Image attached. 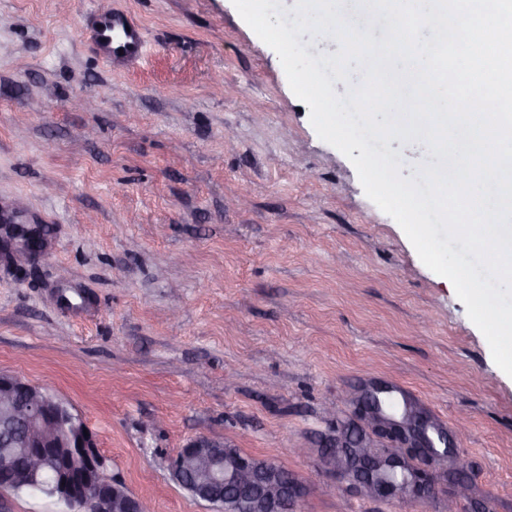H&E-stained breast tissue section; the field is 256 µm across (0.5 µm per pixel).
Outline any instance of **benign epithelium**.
Here are the masks:
<instances>
[{"label":"benign epithelium","mask_w":512,"mask_h":512,"mask_svg":"<svg viewBox=\"0 0 512 512\" xmlns=\"http://www.w3.org/2000/svg\"><path fill=\"white\" fill-rule=\"evenodd\" d=\"M40 224H0V256L18 240H34ZM382 390L368 392L361 405L378 432L411 442L416 448H432L426 424L420 432L407 430L404 421L381 411ZM0 417L6 443L26 450L18 468V452L0 454V478L25 488L47 487L49 494L67 506V512H151L148 502L130 492L108 471L96 435L83 417L46 389H36L18 376L0 374ZM225 443L206 436L189 440L171 460L173 479L181 484L189 477L201 489V499L224 497L227 512H288L304 495V486L287 481L274 465H261L251 457L224 453ZM400 466L398 458L377 455L367 463L348 458L342 473L366 492L393 495L395 484L385 474Z\"/></svg>","instance_id":"obj_1"}]
</instances>
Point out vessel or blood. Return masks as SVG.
I'll return each mask as SVG.
<instances>
[{
  "label": "vessel or blood",
  "instance_id": "1",
  "mask_svg": "<svg viewBox=\"0 0 512 512\" xmlns=\"http://www.w3.org/2000/svg\"><path fill=\"white\" fill-rule=\"evenodd\" d=\"M83 30L96 54L110 67H127L143 58V31L123 11L111 7L95 10Z\"/></svg>",
  "mask_w": 512,
  "mask_h": 512
}]
</instances>
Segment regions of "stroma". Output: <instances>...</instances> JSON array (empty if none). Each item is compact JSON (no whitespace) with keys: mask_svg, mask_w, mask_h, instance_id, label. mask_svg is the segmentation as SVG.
Wrapping results in <instances>:
<instances>
[{"mask_svg":"<svg viewBox=\"0 0 512 512\" xmlns=\"http://www.w3.org/2000/svg\"><path fill=\"white\" fill-rule=\"evenodd\" d=\"M108 4L144 31L124 71L80 35ZM0 207L52 251L0 261V373L68 402L153 512H218L170 473L197 436L288 469L296 512H512V377L232 0H0ZM378 383L451 452L377 433L356 404ZM343 431L434 496L342 479L321 452Z\"/></svg>","mask_w":512,"mask_h":512,"instance_id":"obj_1","label":"stroma"}]
</instances>
